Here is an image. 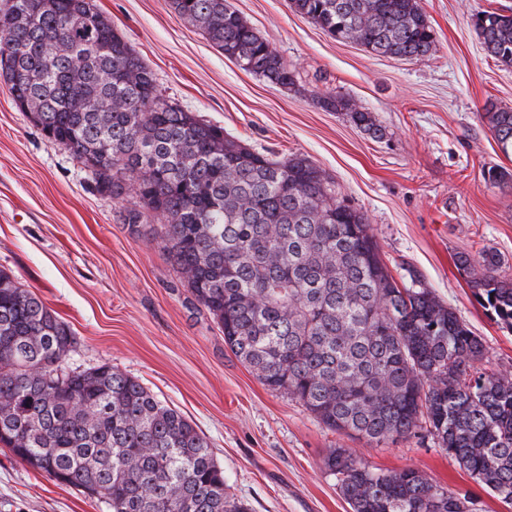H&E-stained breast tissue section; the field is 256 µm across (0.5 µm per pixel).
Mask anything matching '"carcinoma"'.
<instances>
[{
	"instance_id": "carcinoma-1",
	"label": "carcinoma",
	"mask_w": 512,
	"mask_h": 512,
	"mask_svg": "<svg viewBox=\"0 0 512 512\" xmlns=\"http://www.w3.org/2000/svg\"><path fill=\"white\" fill-rule=\"evenodd\" d=\"M337 41L419 59L435 39L419 0H291ZM239 66L293 84L288 64L227 0H170ZM15 32L0 38L14 102L114 199L118 220L155 238L224 346L269 391L301 403L328 429L365 445L433 440L512 505V376L481 367L485 344L409 271L397 281L367 216L304 155L271 159L224 128L168 103L153 72L93 0H7ZM487 54L512 66V14L484 11ZM57 37L63 48L48 47ZM374 138L369 113L318 98ZM485 118L512 149V109ZM475 296L512 328V279L497 251L458 257ZM70 327L0 270V443L106 512H249L193 422L110 362L70 365ZM323 467L351 512H474L467 492L412 467L376 469L350 448Z\"/></svg>"
}]
</instances>
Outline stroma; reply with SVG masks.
<instances>
[{
    "label": "stroma",
    "instance_id": "stroma-1",
    "mask_svg": "<svg viewBox=\"0 0 512 512\" xmlns=\"http://www.w3.org/2000/svg\"><path fill=\"white\" fill-rule=\"evenodd\" d=\"M153 72L168 102L279 159L303 154L361 208L394 276L410 264L484 340L482 366L512 373V331L476 299L459 255L484 249L512 278V171L484 113L512 109V66L481 47L473 17L512 12V0H420L436 42L421 60L341 43L290 0H228L294 74L283 87L241 69L180 18L169 0H95ZM352 99L381 128L373 138L320 94ZM132 197L100 194L71 153L15 107L0 79V269L69 325L75 366L112 363L193 421L251 512H347L323 468L332 448H355L371 466L413 467L469 492L477 512H512L431 439L369 447L327 430L298 402L268 391L224 347L157 245L161 221L140 234L117 221ZM0 512H105L79 490L19 462L0 446Z\"/></svg>",
    "mask_w": 512,
    "mask_h": 512
}]
</instances>
